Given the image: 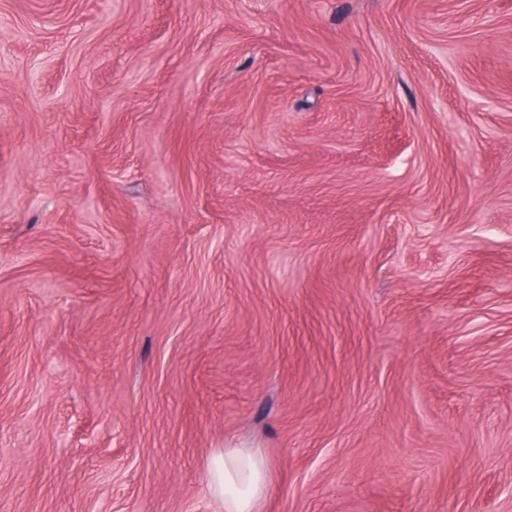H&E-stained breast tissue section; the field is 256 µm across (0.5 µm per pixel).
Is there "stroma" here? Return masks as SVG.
<instances>
[{
  "label": "stroma",
  "mask_w": 512,
  "mask_h": 512,
  "mask_svg": "<svg viewBox=\"0 0 512 512\" xmlns=\"http://www.w3.org/2000/svg\"><path fill=\"white\" fill-rule=\"evenodd\" d=\"M0 512H512V0H0ZM209 489L224 504V512H255L268 493L267 465L254 450L224 448L212 454Z\"/></svg>",
  "instance_id": "obj_1"
}]
</instances>
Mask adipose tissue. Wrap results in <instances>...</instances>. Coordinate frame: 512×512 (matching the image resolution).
I'll list each match as a JSON object with an SVG mask.
<instances>
[{"label":"adipose tissue","mask_w":512,"mask_h":512,"mask_svg":"<svg viewBox=\"0 0 512 512\" xmlns=\"http://www.w3.org/2000/svg\"><path fill=\"white\" fill-rule=\"evenodd\" d=\"M209 489L224 504V512H255L268 493L267 465L254 450L227 448L212 454Z\"/></svg>","instance_id":"1"}]
</instances>
